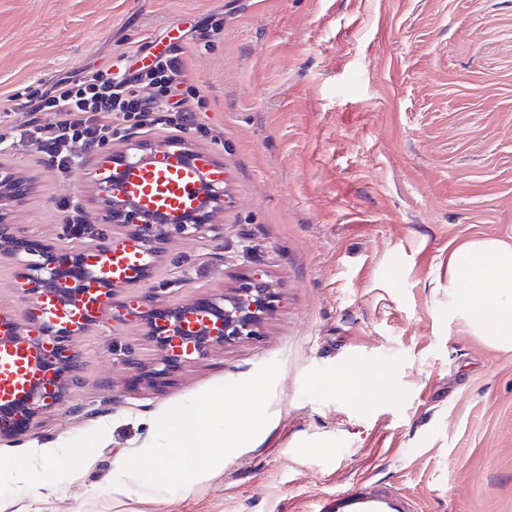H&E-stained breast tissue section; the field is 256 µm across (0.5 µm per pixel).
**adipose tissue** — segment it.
Segmentation results:
<instances>
[{
  "label": "adipose tissue",
  "instance_id": "obj_1",
  "mask_svg": "<svg viewBox=\"0 0 512 512\" xmlns=\"http://www.w3.org/2000/svg\"><path fill=\"white\" fill-rule=\"evenodd\" d=\"M451 307L471 334L512 350V246L497 240L465 244L448 258Z\"/></svg>",
  "mask_w": 512,
  "mask_h": 512
}]
</instances>
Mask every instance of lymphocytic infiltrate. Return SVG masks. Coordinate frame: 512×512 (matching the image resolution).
Returning a JSON list of instances; mask_svg holds the SVG:
<instances>
[{
    "instance_id": "f902f5d3",
    "label": "lymphocytic infiltrate",
    "mask_w": 512,
    "mask_h": 512,
    "mask_svg": "<svg viewBox=\"0 0 512 512\" xmlns=\"http://www.w3.org/2000/svg\"><path fill=\"white\" fill-rule=\"evenodd\" d=\"M184 81L183 64L174 50L156 56L147 69L123 77L86 70L29 99L25 104L29 113L49 111L56 119L45 125L32 119L20 125L19 131L36 138L52 165L65 171L71 166L72 144L79 142L90 149L105 140L112 133L113 115L140 126L150 113L163 111L166 100L173 97L177 100L176 119L188 120V102L178 96ZM145 84L155 88V100L142 96L140 89Z\"/></svg>"
}]
</instances>
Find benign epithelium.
Masks as SVG:
<instances>
[{"label": "benign epithelium", "mask_w": 512, "mask_h": 512, "mask_svg": "<svg viewBox=\"0 0 512 512\" xmlns=\"http://www.w3.org/2000/svg\"><path fill=\"white\" fill-rule=\"evenodd\" d=\"M172 147L179 148V153L186 161L195 157L184 140H156L150 143L149 150L153 153L168 151ZM29 191L30 181L16 176L0 162V199L5 197L11 202H18L26 198ZM223 205L224 187L215 184L209 193L208 207L189 216L188 222L183 224H166L162 221L143 224L139 221L141 211L137 207L123 206L111 199L107 200L105 219L120 227L130 228L133 235L143 242L147 252L155 254L174 236L194 239L216 231V225L211 223L212 209ZM26 245L27 239L16 234L14 226L8 222L7 213L0 209V255L24 265L27 277L37 284L38 291L54 288L57 274L52 263L21 258V249ZM158 292V288L151 289L140 301L123 306L118 315L121 321L135 318L148 326L149 335L161 352L156 367L149 372L154 378L178 370L193 354L205 356L215 347L255 338L259 335L264 316L276 298L273 285L266 279L263 267H255L233 295H225L199 305V308L211 309L222 318L220 330L206 335L196 327L188 328L186 320L177 311L156 307ZM71 336V328L67 326L46 324L40 328L36 340L45 344L46 362L60 360L67 371L76 366V355L69 348ZM62 395L63 389L60 387L55 391L33 389L27 399L26 416L14 420L0 417V436L14 434L22 423H28L44 411L60 405Z\"/></svg>", "instance_id": "benign-epithelium-1"}]
</instances>
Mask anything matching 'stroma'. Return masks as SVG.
<instances>
[{"mask_svg":"<svg viewBox=\"0 0 512 512\" xmlns=\"http://www.w3.org/2000/svg\"><path fill=\"white\" fill-rule=\"evenodd\" d=\"M171 46L201 101L193 120L114 119L64 173L17 135L19 103L57 81L131 73ZM174 137L224 168L218 230L166 243L113 303L155 287L170 310L231 295L260 265L275 307L259 336L161 379L144 323L107 316L73 335L81 369L62 406L0 438V512H308L361 480L416 512H512V350L448 309L449 255L512 244V0H0V161L36 185L8 207L23 237L80 247L76 214L124 236L101 212L113 153ZM20 271L0 259V315L24 329ZM273 360L266 431L223 471L176 492L121 477L165 409ZM349 366L383 372L373 394L336 390ZM17 457L38 492L8 468Z\"/></svg>","mask_w":512,"mask_h":512,"instance_id":"obj_1","label":"stroma"}]
</instances>
